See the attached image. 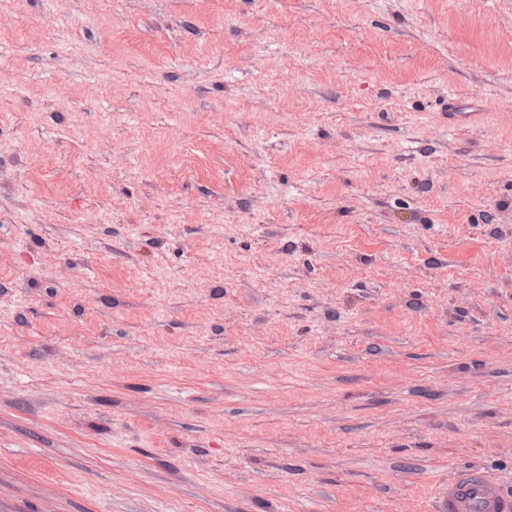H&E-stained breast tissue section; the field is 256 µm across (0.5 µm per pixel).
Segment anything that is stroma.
I'll use <instances>...</instances> for the list:
<instances>
[{
    "label": "stroma",
    "mask_w": 512,
    "mask_h": 512,
    "mask_svg": "<svg viewBox=\"0 0 512 512\" xmlns=\"http://www.w3.org/2000/svg\"><path fill=\"white\" fill-rule=\"evenodd\" d=\"M462 467L512 489V0H0V512Z\"/></svg>",
    "instance_id": "35a3bbf8"
}]
</instances>
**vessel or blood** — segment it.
Instances as JSON below:
<instances>
[{
  "label": "vessel or blood",
  "mask_w": 512,
  "mask_h": 512,
  "mask_svg": "<svg viewBox=\"0 0 512 512\" xmlns=\"http://www.w3.org/2000/svg\"><path fill=\"white\" fill-rule=\"evenodd\" d=\"M435 512H512V494L486 471L467 467L439 488Z\"/></svg>",
  "instance_id": "b4317fda"
}]
</instances>
